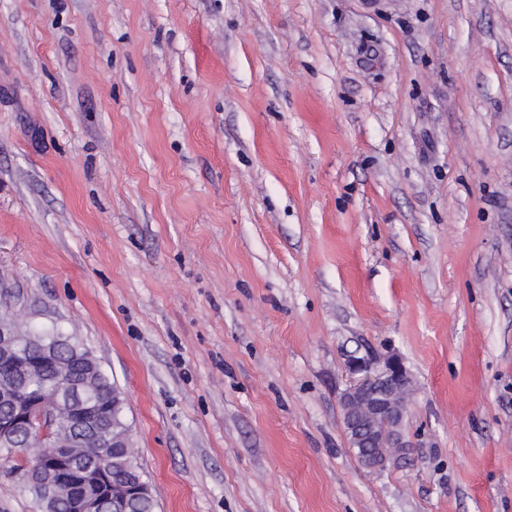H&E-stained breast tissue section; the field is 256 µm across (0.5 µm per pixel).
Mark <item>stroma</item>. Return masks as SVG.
Wrapping results in <instances>:
<instances>
[{
    "mask_svg": "<svg viewBox=\"0 0 512 512\" xmlns=\"http://www.w3.org/2000/svg\"><path fill=\"white\" fill-rule=\"evenodd\" d=\"M4 318L157 512H512V0H0ZM353 355L413 381L382 471Z\"/></svg>",
    "mask_w": 512,
    "mask_h": 512,
    "instance_id": "obj_1",
    "label": "stroma"
}]
</instances>
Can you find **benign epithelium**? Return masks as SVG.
Here are the masks:
<instances>
[{
	"label": "benign epithelium",
	"instance_id": "1",
	"mask_svg": "<svg viewBox=\"0 0 512 512\" xmlns=\"http://www.w3.org/2000/svg\"><path fill=\"white\" fill-rule=\"evenodd\" d=\"M18 339L14 323L1 321L0 401L5 402V408L0 414V442L25 431L53 451L35 471L28 465L26 453L15 450L20 467L13 475L26 487L36 486L53 503L57 497L65 496L72 512H104L118 497L132 504L146 496L147 488L138 482L110 490L102 472L64 463L71 443L57 440L53 433L56 420L62 415L72 418L80 431L95 439L104 428L99 407L85 398L82 379L71 372H58V379L49 390L37 389L29 380L21 381V376L29 375L38 366L57 367L58 359L51 345L40 348L36 364L22 358L18 355ZM350 369L359 378L341 396L346 433L361 467L384 469L406 458L410 451L402 422L408 412L411 379L396 357L381 364L354 359Z\"/></svg>",
	"mask_w": 512,
	"mask_h": 512
}]
</instances>
